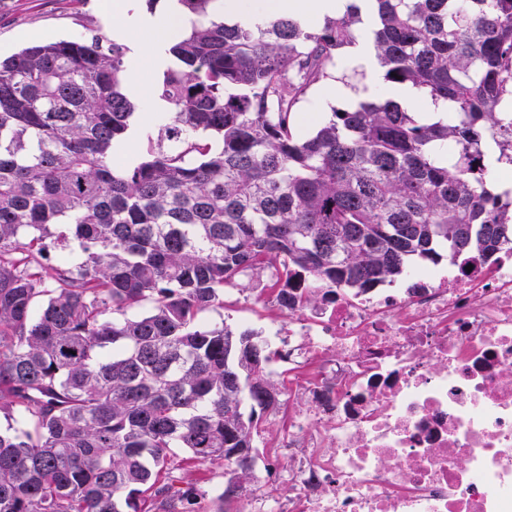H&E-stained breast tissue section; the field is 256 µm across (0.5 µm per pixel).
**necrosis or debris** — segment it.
I'll return each instance as SVG.
<instances>
[{"mask_svg": "<svg viewBox=\"0 0 512 512\" xmlns=\"http://www.w3.org/2000/svg\"><path fill=\"white\" fill-rule=\"evenodd\" d=\"M284 512H512V249L288 316Z\"/></svg>", "mask_w": 512, "mask_h": 512, "instance_id": "obj_1", "label": "necrosis or debris"}]
</instances>
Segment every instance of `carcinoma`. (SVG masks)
Here are the masks:
<instances>
[{
  "label": "carcinoma",
  "mask_w": 512,
  "mask_h": 512,
  "mask_svg": "<svg viewBox=\"0 0 512 512\" xmlns=\"http://www.w3.org/2000/svg\"><path fill=\"white\" fill-rule=\"evenodd\" d=\"M190 26L154 87L143 157L116 154L135 115L125 45L103 32L0 56V512H224L254 480L255 436L282 405L262 333L223 321L243 276L282 311L409 269L512 245V0H374L384 82L448 103L295 107L355 43L357 5L307 30ZM78 245L48 265V240ZM224 466L210 504L169 455Z\"/></svg>",
  "instance_id": "carcinoma-1"
}]
</instances>
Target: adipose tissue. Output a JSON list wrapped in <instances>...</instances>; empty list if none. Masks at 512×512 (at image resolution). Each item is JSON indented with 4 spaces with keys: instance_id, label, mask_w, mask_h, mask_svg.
Listing matches in <instances>:
<instances>
[{
    "instance_id": "1",
    "label": "adipose tissue",
    "mask_w": 512,
    "mask_h": 512,
    "mask_svg": "<svg viewBox=\"0 0 512 512\" xmlns=\"http://www.w3.org/2000/svg\"><path fill=\"white\" fill-rule=\"evenodd\" d=\"M225 15L236 20L249 19L257 8L291 14L316 21L327 14H339L349 5H358L364 20L373 17L370 0H218ZM102 15L112 22V38L127 48L126 60L130 74L144 68L164 69L168 63V48L188 26L189 20L176 4H169L160 15L144 14L134 10L132 0H102ZM151 36L150 55H143L141 39Z\"/></svg>"
}]
</instances>
